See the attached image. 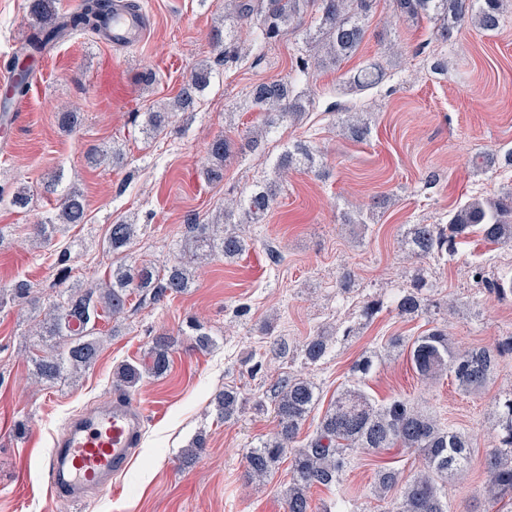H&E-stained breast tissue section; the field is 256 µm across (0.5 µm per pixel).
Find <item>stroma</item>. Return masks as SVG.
I'll return each instance as SVG.
<instances>
[{"label": "stroma", "mask_w": 512, "mask_h": 512, "mask_svg": "<svg viewBox=\"0 0 512 512\" xmlns=\"http://www.w3.org/2000/svg\"><path fill=\"white\" fill-rule=\"evenodd\" d=\"M31 0H0V68L9 65L33 31ZM149 19L136 46L120 48L101 36L74 32L36 61L37 77L20 105L8 148H0V289L30 281L40 294L70 282L102 279L113 257L108 229L120 219L140 226L130 254L157 265L181 253L192 222L204 223L240 195L269 178L283 146L304 140L320 153V171L290 170L274 207L260 223L245 224V253L215 257L198 267L195 284L178 297L132 303L120 321H100V355L91 368L55 382L29 377L26 349H39L29 310L8 304L0 311V512H284L282 490L290 476L281 463L265 482L250 481L244 453L276 429L270 389L283 374L313 381L319 409L303 426L306 442L348 383L352 364L378 351L390 337L410 341L447 324L460 348L482 347L512 334V296L490 294L477 280H512V246L485 243L479 236L458 241L454 256L418 263L398 241L407 225L444 223L450 210L469 197L489 198L512 187V168L482 172L479 162L512 147V17L492 32L462 28L441 45L428 22L412 24L391 16L380 0L357 54L337 68L311 69L313 111L294 126L270 134L257 151L224 164V180L205 182L211 141L224 132L245 134L261 122L249 92L258 82L297 76L307 50L305 30L265 40L252 23L237 27V62L225 63L209 38L224 17V0H140ZM390 60L389 78L362 96L341 91L343 82L375 61ZM210 65L216 76L194 111L178 113L161 134L148 135L144 112L171 101L195 67ZM154 73L148 83L144 74ZM369 112L371 134L357 142L342 134L332 104ZM71 109L79 124L60 130L58 112ZM120 150V163L87 164L96 146ZM58 179L74 185L87 204L86 224L55 234L47 245L32 241L31 227L48 223L57 203L34 196L26 211L9 204L14 191ZM385 198L374 208L375 198ZM374 212L368 225L345 224L344 210ZM351 271L354 283L339 279ZM433 290L430 313L400 316L396 301L416 275ZM455 300L451 316L441 309ZM380 311L360 318L364 302ZM197 319L212 345L195 348L184 330ZM352 326L355 336L333 343L327 356L306 363L302 346L317 331ZM174 337L172 362L163 376L144 375L129 394L144 413L140 446L110 489L72 503L51 497L44 461L69 421L110 403L113 374L123 363L144 360L152 338ZM285 341L286 356L270 353L271 339ZM248 403L238 416L221 419L217 397L225 386ZM365 392L382 403L410 400L437 413L466 434L473 445L465 478L448 483L449 512H488L484 454L494 436L489 414L495 396L512 391V355L497 361L479 392L457 390L451 377L424 381L407 355L384 357ZM262 399L263 410L252 402ZM204 452L185 461L197 434ZM390 463L403 478L419 469L417 454L393 448L357 452L340 489H313L314 503L344 498L347 512H383L371 486L378 464Z\"/></svg>", "instance_id": "stroma-1"}]
</instances>
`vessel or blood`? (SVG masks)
Returning <instances> with one entry per match:
<instances>
[{
  "instance_id": "vessel-or-blood-1",
  "label": "vessel or blood",
  "mask_w": 512,
  "mask_h": 512,
  "mask_svg": "<svg viewBox=\"0 0 512 512\" xmlns=\"http://www.w3.org/2000/svg\"><path fill=\"white\" fill-rule=\"evenodd\" d=\"M142 31L140 17L128 14L123 0H114L108 40L131 47ZM142 428V411L123 393L74 419L46 460L51 495L75 500L86 490L111 487L113 477L127 468Z\"/></svg>"
}]
</instances>
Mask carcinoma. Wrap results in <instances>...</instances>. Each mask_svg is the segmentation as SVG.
<instances>
[{
  "label": "carcinoma",
  "instance_id": "carcinoma-1",
  "mask_svg": "<svg viewBox=\"0 0 512 512\" xmlns=\"http://www.w3.org/2000/svg\"><path fill=\"white\" fill-rule=\"evenodd\" d=\"M395 13L408 21L427 20L433 25L435 40L446 42L468 24L485 32L496 30L502 17L512 13V0H390ZM377 0H228L224 5V21L243 20L253 23L266 37H275L314 14V33L307 35L312 57L320 67L338 66L352 57L363 43ZM31 13L36 32L25 50L14 57L12 67L16 84L24 86L32 73V63L47 47L56 43L69 30L98 32L112 13V0H82L80 11L65 15L58 11L57 0H32ZM215 45L224 47V63L239 58L233 26L212 34ZM388 68L379 62L369 64L350 82L354 91L378 87L387 77ZM211 69L199 65L182 85L167 108L146 113L145 129L150 135L164 132L176 112L194 111L200 97L209 87ZM251 104L263 114L261 130L236 140L227 134L215 137L209 145L212 163L204 171L210 183L224 181V162L262 146L263 133L291 125L303 119L314 107L310 89L295 78L273 79L256 84L250 91ZM341 124L355 140H365L370 126L359 112H342ZM318 164L312 149L295 142L277 160L275 180L253 188L247 195L232 198L224 204L223 234L215 237L207 224H193V244L177 258L165 273L154 266L129 260L128 250L137 237L139 225L125 219L110 225L107 247L116 256L107 279L83 286L69 285L60 289L38 320L34 335L46 340L60 339L55 348L31 357V374L38 381L54 382L93 365L101 345L97 336L98 321L115 319L125 313L130 296L159 301L185 293L194 282L195 266L220 252L233 259L246 248L238 232L236 216L251 222L267 213L275 201L279 180L294 166L313 168ZM86 218L83 192L72 187L59 199L58 212L47 224H36L33 233L43 243L52 234L70 224H82ZM477 233L489 244L512 242V189L495 198L472 197L448 212L446 224H411L401 237V245L412 259L425 260L448 254L459 238ZM26 302L39 307V298L25 280H18L0 293V307L8 302ZM396 309L402 316H417L429 310L422 285L403 291ZM334 334L324 331L310 337L303 345L304 359L315 364L328 353ZM388 347L402 349L415 372L424 380L450 375L457 388L470 393L484 388L490 380L497 357L512 354V335L490 348L456 350L448 333L433 327L407 344L398 336L388 340ZM170 341L161 335L150 346V371L164 373L169 364ZM377 355H363L351 368L356 381L342 387L336 399L317 425L315 433L303 445H296L302 425L315 408L318 390L307 379L280 377L272 386L276 419L275 432L249 449L245 467L251 479L261 482L272 475L281 461L291 457L288 487L284 493L287 512H315L310 490L341 485L350 463L351 453L359 448L385 451L404 448L417 452L423 467L403 482L400 472L384 464L377 468L373 496L382 501L392 491V512H448L446 488L448 480L459 478L471 461L469 441L442 424L436 416L415 408L405 399H392L379 404L359 388V382L372 372ZM117 384L133 387L141 379L140 369L124 364L117 370ZM246 400L236 390L226 388L218 397L224 419L237 416ZM497 442L485 454V489L494 512H504L512 505V391L494 406Z\"/></svg>",
  "mask_w": 512,
  "mask_h": 512
}]
</instances>
